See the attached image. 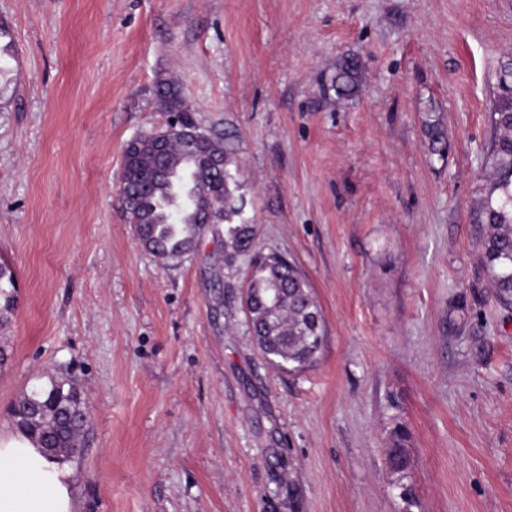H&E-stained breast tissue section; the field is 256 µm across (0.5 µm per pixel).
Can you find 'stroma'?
I'll use <instances>...</instances> for the list:
<instances>
[{"label":"stroma","mask_w":512,"mask_h":512,"mask_svg":"<svg viewBox=\"0 0 512 512\" xmlns=\"http://www.w3.org/2000/svg\"><path fill=\"white\" fill-rule=\"evenodd\" d=\"M2 19L24 76L0 54V264L17 284L0 432L49 377L76 384L79 512H397L398 421L413 512H512V303L470 221L512 0H0ZM347 55L361 90L340 100ZM161 80L235 148L234 223L310 282L312 368L257 348L246 257L208 231L174 262L139 244L123 150L165 127ZM361 68L359 60L347 56L336 64V70L331 77V87L336 97L347 98L355 95L360 87ZM406 442V428L402 423L397 422L390 432V448H387V463L392 474L395 476L392 485L395 488V496L399 501V512H412V507L416 505L412 487L406 481L410 466ZM402 491L407 493L406 498H402Z\"/></svg>","instance_id":"stroma-1"}]
</instances>
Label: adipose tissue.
Wrapping results in <instances>:
<instances>
[{
    "mask_svg": "<svg viewBox=\"0 0 512 512\" xmlns=\"http://www.w3.org/2000/svg\"><path fill=\"white\" fill-rule=\"evenodd\" d=\"M0 512H78L73 469L25 432L0 434Z\"/></svg>",
    "mask_w": 512,
    "mask_h": 512,
    "instance_id": "1",
    "label": "adipose tissue"
}]
</instances>
